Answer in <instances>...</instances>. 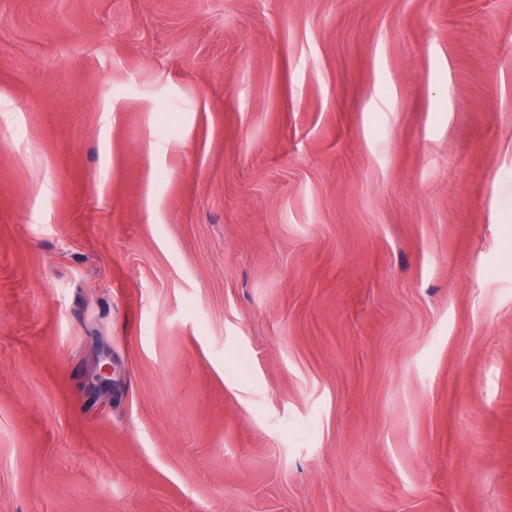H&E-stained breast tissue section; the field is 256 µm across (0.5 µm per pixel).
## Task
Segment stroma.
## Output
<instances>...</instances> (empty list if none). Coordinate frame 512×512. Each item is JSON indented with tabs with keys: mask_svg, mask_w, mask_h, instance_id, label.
Masks as SVG:
<instances>
[{
	"mask_svg": "<svg viewBox=\"0 0 512 512\" xmlns=\"http://www.w3.org/2000/svg\"><path fill=\"white\" fill-rule=\"evenodd\" d=\"M0 512H512V0H0Z\"/></svg>",
	"mask_w": 512,
	"mask_h": 512,
	"instance_id": "obj_1",
	"label": "stroma"
}]
</instances>
